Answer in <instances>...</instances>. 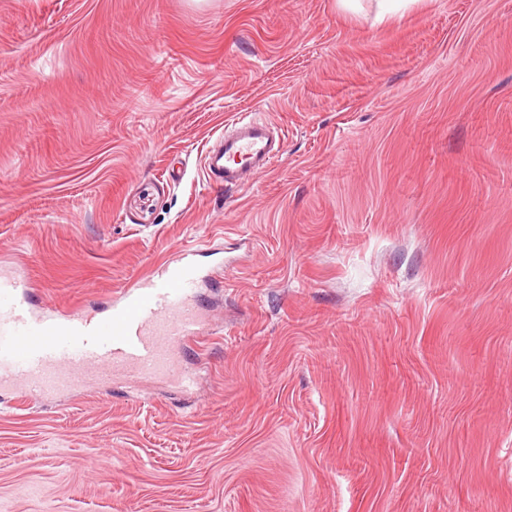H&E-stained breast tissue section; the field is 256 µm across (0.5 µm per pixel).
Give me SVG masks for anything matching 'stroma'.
<instances>
[{"label": "stroma", "mask_w": 512, "mask_h": 512, "mask_svg": "<svg viewBox=\"0 0 512 512\" xmlns=\"http://www.w3.org/2000/svg\"><path fill=\"white\" fill-rule=\"evenodd\" d=\"M0 0V270L216 276L188 389L0 392V512H512V0ZM285 134L246 187L203 159ZM206 154L204 176L224 187H240L271 167L283 151V140L262 119H238Z\"/></svg>", "instance_id": "1"}]
</instances>
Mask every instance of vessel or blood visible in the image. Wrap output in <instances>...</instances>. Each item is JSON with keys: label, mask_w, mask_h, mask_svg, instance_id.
<instances>
[{"label": "vessel or blood", "mask_w": 512, "mask_h": 512, "mask_svg": "<svg viewBox=\"0 0 512 512\" xmlns=\"http://www.w3.org/2000/svg\"><path fill=\"white\" fill-rule=\"evenodd\" d=\"M283 141L263 120L238 119L205 155L208 181L246 184L271 167ZM193 249L154 264L123 288L105 319L95 323L79 311L61 316L34 312L24 280L0 276V387L42 398L87 383L165 378L191 386L194 373L178 364L184 342L203 331L198 290L207 280Z\"/></svg>", "instance_id": "obj_1"}]
</instances>
